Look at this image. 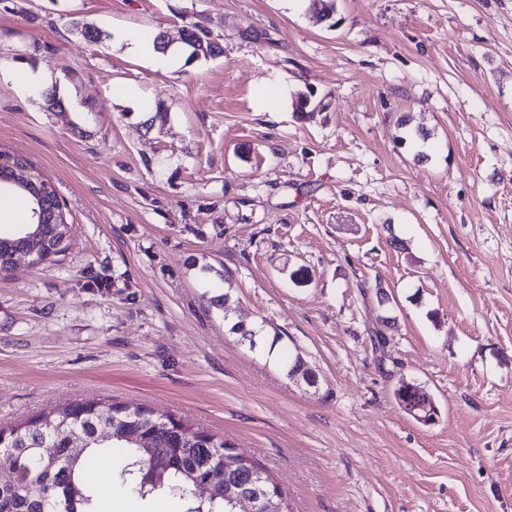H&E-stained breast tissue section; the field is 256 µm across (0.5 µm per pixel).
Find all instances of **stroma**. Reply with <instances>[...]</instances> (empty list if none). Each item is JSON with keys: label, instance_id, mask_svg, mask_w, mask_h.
Returning <instances> with one entry per match:
<instances>
[{"label": "stroma", "instance_id": "obj_1", "mask_svg": "<svg viewBox=\"0 0 512 512\" xmlns=\"http://www.w3.org/2000/svg\"><path fill=\"white\" fill-rule=\"evenodd\" d=\"M195 22L223 55L164 69L116 37ZM0 51L68 108L0 77V152L71 225L0 272V427L114 398L233 442L292 512H512V0H336L331 23L292 0H0ZM265 328L263 325L247 323L243 320L237 321L230 327V331L238 336H250L248 340L251 351H262L266 349V336L263 334ZM414 385L415 382L403 381L393 390V398L395 402L406 411L410 404L415 402L417 399V390L414 388ZM433 402L434 404H431L427 413H420V416L424 415L423 417H417L410 414L408 411L407 412L418 422L422 424H430L435 421L439 413V409L434 400Z\"/></svg>", "mask_w": 512, "mask_h": 512}]
</instances>
